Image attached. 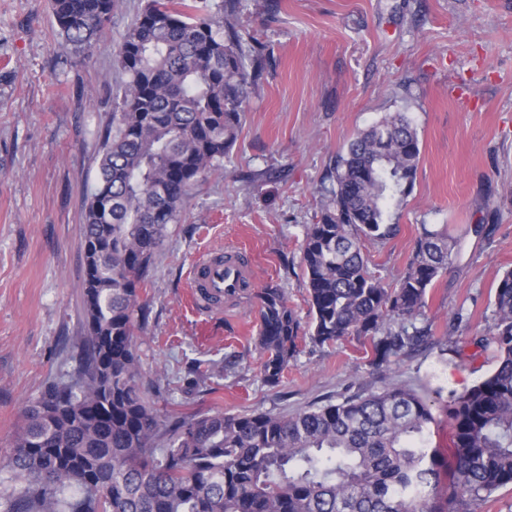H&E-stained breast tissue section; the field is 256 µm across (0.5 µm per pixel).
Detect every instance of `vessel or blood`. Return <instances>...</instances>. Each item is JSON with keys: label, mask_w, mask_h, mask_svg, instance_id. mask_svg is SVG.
Returning a JSON list of instances; mask_svg holds the SVG:
<instances>
[{"label": "vessel or blood", "mask_w": 512, "mask_h": 512, "mask_svg": "<svg viewBox=\"0 0 512 512\" xmlns=\"http://www.w3.org/2000/svg\"><path fill=\"white\" fill-rule=\"evenodd\" d=\"M253 286V265L243 252L212 250L201 256L191 276L192 306L202 314L223 313L225 304Z\"/></svg>", "instance_id": "1"}]
</instances>
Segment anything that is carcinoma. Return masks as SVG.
I'll return each mask as SVG.
<instances>
[{"label": "carcinoma", "instance_id": "1", "mask_svg": "<svg viewBox=\"0 0 512 512\" xmlns=\"http://www.w3.org/2000/svg\"><path fill=\"white\" fill-rule=\"evenodd\" d=\"M248 0H143L116 55L119 111L102 140L79 227L84 333L73 368L23 412L8 452L0 512H475L512 485V269L500 276L485 334L495 369L448 404L452 455L430 447L425 394L389 386L292 415L161 413L141 391L135 311L168 226L238 139L249 89L270 50L244 39ZM120 0H51L58 35L88 56ZM417 129L390 112L356 132L318 189L301 267L311 321L284 289L259 294L263 379L279 383L307 335L320 346L371 341L376 367L421 350L448 352L421 324L429 290L458 254L445 229L423 228L394 286L369 269L364 243L397 232L410 195Z\"/></svg>", "mask_w": 512, "mask_h": 512}]
</instances>
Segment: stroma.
<instances>
[{"mask_svg":"<svg viewBox=\"0 0 512 512\" xmlns=\"http://www.w3.org/2000/svg\"><path fill=\"white\" fill-rule=\"evenodd\" d=\"M141 0H122L89 59L60 45L49 0H0V483L28 401L65 377L83 333L79 219L122 76L115 53ZM239 25L273 52L249 91L228 159L170 225L135 330L145 399L164 412L292 414L390 385L433 396L432 445L451 446L446 410L491 373L476 347L499 276L512 268V0H257ZM403 112L419 132L413 190L396 236L366 245L384 285L401 276L422 228H448L459 253L431 290L424 320L447 354L426 349L374 368L371 342L348 337L300 353L263 380L257 289L284 288L301 322L300 269L323 172L353 134ZM256 181H245L246 173ZM493 227L492 236L474 227ZM242 248L255 291L208 318L187 303L190 273L212 249ZM463 322H456V315ZM207 375L188 381L191 362Z\"/></svg>","mask_w":512,"mask_h":512,"instance_id":"35a3bbf8","label":"stroma"}]
</instances>
